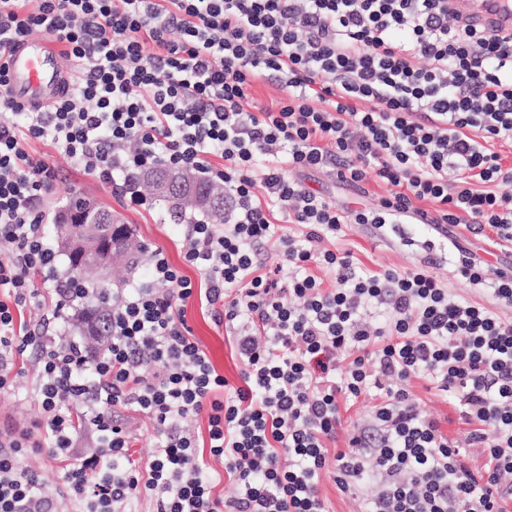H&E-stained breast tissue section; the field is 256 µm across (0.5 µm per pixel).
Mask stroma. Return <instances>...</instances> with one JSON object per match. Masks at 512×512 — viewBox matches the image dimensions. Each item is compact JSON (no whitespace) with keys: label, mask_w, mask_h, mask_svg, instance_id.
<instances>
[{"label":"stroma","mask_w":512,"mask_h":512,"mask_svg":"<svg viewBox=\"0 0 512 512\" xmlns=\"http://www.w3.org/2000/svg\"><path fill=\"white\" fill-rule=\"evenodd\" d=\"M27 150L34 159H45L53 164L57 177L47 191L43 211L45 219H52L55 211L66 202L69 189H76L91 201L97 202L122 216L132 224L139 240L147 249H163L174 266L182 268L185 275L195 277L193 268L185 266L180 253L185 226L183 221L165 216L160 206L152 209H133L115 195L110 185L91 175L81 174L73 168L64 154L55 150L49 142L35 141ZM305 188L324 196L339 206L361 208L377 201L383 194V185L368 180L353 187L336 182L330 173L319 172L303 180ZM327 248L343 253L350 252L364 269L379 271L387 268L404 270L416 264H425L429 272L450 288L460 300L495 308L497 314L512 320V308L495 306L492 293L487 289L470 287L451 274V264L457 248L463 247L476 254L493 268L512 269V248L501 247L483 237L469 232L462 226L439 227L433 224H351L336 239L327 241ZM185 319L194 336L203 346L216 371L232 386L241 383L243 364L237 355L223 325L217 324L210 311L202 308L199 301L188 302L184 309ZM22 376L13 394L0 395V426L13 430L32 429L42 416L37 395L39 385L38 354L27 350L22 358ZM408 391L423 414L436 418L442 430L460 447L466 448L471 468H480L486 459L478 448L469 447L467 436L470 426L463 419L444 391L424 377L410 378ZM320 494L328 512H367L375 494L374 485L368 484L352 493L341 492L331 472H322L319 481Z\"/></svg>","instance_id":"stroma-1"}]
</instances>
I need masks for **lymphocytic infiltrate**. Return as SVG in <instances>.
Masks as SVG:
<instances>
[{
    "mask_svg": "<svg viewBox=\"0 0 512 512\" xmlns=\"http://www.w3.org/2000/svg\"><path fill=\"white\" fill-rule=\"evenodd\" d=\"M50 36L81 75L27 126L0 96V394L19 379L27 349L39 353V440L0 432V512H57L43 479L23 467L25 449L64 465L65 493L81 512H125L147 496L156 512H327L323 470L341 491L377 484L369 512H512V321L453 301L422 267L360 269L324 242L348 224L464 225L512 245V34L475 30L449 0H0V54L34 34ZM280 82L284 99L260 109L253 89ZM51 140L81 170L119 184L147 206L133 177L186 168L224 187V223L199 219L182 240L192 281L163 249L151 281L112 298V333L87 362L46 325L77 302L58 279L40 204L55 169L26 145ZM341 183L375 179L374 206L348 209L306 189L300 174ZM262 193H255V186ZM301 236L276 235V222ZM278 239L268 267L257 248ZM453 275L492 284L512 307V273L459 249ZM55 299L44 329L16 314ZM301 306L284 302V295ZM216 307L244 365L240 386L211 364L184 317L190 299ZM387 306L368 331L369 303ZM428 375L457 395L474 423L483 470L422 415L405 382ZM375 392L369 424L329 454L341 400ZM97 407L96 453L70 452L72 411ZM149 418L153 456L133 459L116 410ZM206 415L208 448L182 422ZM224 462L235 491L223 499L205 478V456Z\"/></svg>",
    "mask_w": 512,
    "mask_h": 512,
    "instance_id": "lymphocytic-infiltrate-1",
    "label": "lymphocytic infiltrate"
}]
</instances>
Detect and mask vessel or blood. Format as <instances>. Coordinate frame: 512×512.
<instances>
[{"mask_svg":"<svg viewBox=\"0 0 512 512\" xmlns=\"http://www.w3.org/2000/svg\"><path fill=\"white\" fill-rule=\"evenodd\" d=\"M462 21L492 34L510 33L512 0H472ZM70 76L60 62L59 49L41 39L26 40L7 55V88L26 107L53 105Z\"/></svg>","mask_w":512,"mask_h":512,"instance_id":"1","label":"vessel or blood"}]
</instances>
